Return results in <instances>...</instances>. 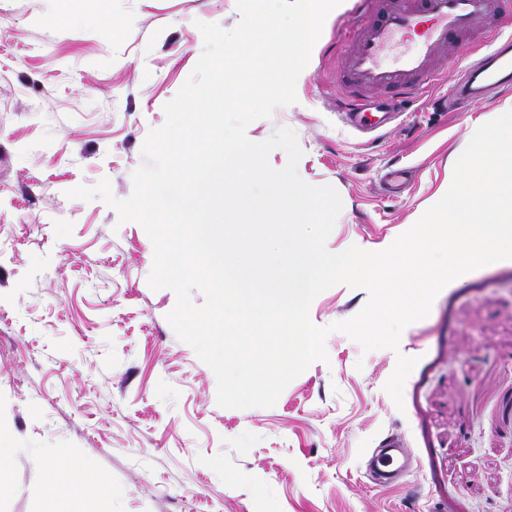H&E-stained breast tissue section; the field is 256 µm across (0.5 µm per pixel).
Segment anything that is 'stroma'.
<instances>
[{"label": "stroma", "instance_id": "stroma-1", "mask_svg": "<svg viewBox=\"0 0 512 512\" xmlns=\"http://www.w3.org/2000/svg\"><path fill=\"white\" fill-rule=\"evenodd\" d=\"M324 22L296 101L246 128L254 142L295 131L297 171L342 200L330 252L386 249L410 229L474 131L512 108V92L452 112L473 58L363 135L336 110L341 26ZM0 0V439L13 490L0 512H42L50 492L35 456L68 465L96 512H512V259L462 275L407 326L398 350L363 352L341 332L270 408L216 402L213 371L166 319L176 296L148 284L153 244L99 199L69 190L108 179L133 191L142 145L203 49L199 23L226 29L235 0ZM412 180L387 195L384 175ZM362 287L312 302L318 326L357 315ZM416 358L402 405L384 385L398 355ZM410 448L393 486L368 460L386 434Z\"/></svg>", "mask_w": 512, "mask_h": 512}]
</instances>
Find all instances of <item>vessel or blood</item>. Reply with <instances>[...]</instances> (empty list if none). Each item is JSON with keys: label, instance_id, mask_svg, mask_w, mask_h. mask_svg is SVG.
Returning <instances> with one entry per match:
<instances>
[{"label": "vessel or blood", "instance_id": "obj_1", "mask_svg": "<svg viewBox=\"0 0 512 512\" xmlns=\"http://www.w3.org/2000/svg\"><path fill=\"white\" fill-rule=\"evenodd\" d=\"M504 0H377L376 20L353 24L340 40L342 114L355 128L375 131L396 111L397 96L432 85L446 61L442 54H464L470 43H485L480 61L465 69L454 86L451 106L463 112L477 100L512 89V15ZM420 32L416 47L387 63L394 36ZM408 451L388 436L373 464L378 480H392Z\"/></svg>", "mask_w": 512, "mask_h": 512}]
</instances>
